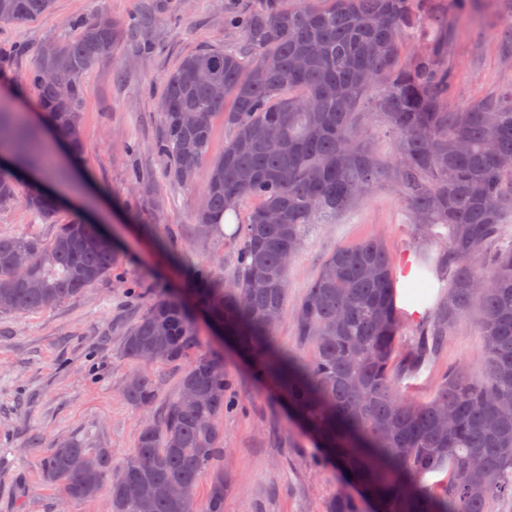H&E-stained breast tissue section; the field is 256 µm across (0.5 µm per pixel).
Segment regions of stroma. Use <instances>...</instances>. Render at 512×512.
I'll list each match as a JSON object with an SVG mask.
<instances>
[{
	"mask_svg": "<svg viewBox=\"0 0 512 512\" xmlns=\"http://www.w3.org/2000/svg\"><path fill=\"white\" fill-rule=\"evenodd\" d=\"M235 7V0H52L46 13L0 27V101L34 125L40 109L25 75L39 46L69 33L74 19L100 10L122 28L112 55L82 81L81 159L89 181L58 214L63 223L83 219L120 229L117 262L105 279L55 307L0 312V512H112L104 491L84 501L66 499L60 485L44 481L41 460L68 439L110 449L116 465L130 456L145 414L123 395L137 369L121 353L126 332L156 299L187 300L186 282L197 267H213L228 282L236 275L237 227L246 222L252 201L241 204L228 232L218 226L200 234L195 217L208 162L223 153L231 135L223 116L212 120L208 161L193 187L172 181L154 150L163 130L165 78L188 55L237 44V34L224 24ZM511 25L512 11L497 0H477L461 20L443 59L454 75L450 104L512 84V57L499 49V33ZM29 190L22 184L21 198L0 212L1 237L54 235V225L29 210ZM370 237L381 239L392 257L402 340L413 342L419 323L447 294L445 276L431 271L424 301L410 297L420 252L436 256L440 240L419 231L394 188L382 182L335 223L311 229L288 269V305L274 338L281 351L307 350L296 333L294 309L324 259ZM194 322L196 353L222 359L230 379L220 424L219 464L229 478L224 512H326L337 493L359 496L340 468L319 462L314 438L293 421L275 386L256 375L252 359L216 336L204 314ZM482 349L479 328L460 322L437 356L400 387L427 396L448 367L477 369Z\"/></svg>",
	"mask_w": 512,
	"mask_h": 512,
	"instance_id": "obj_1",
	"label": "stroma"
}]
</instances>
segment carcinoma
Masks as SVG:
<instances>
[{
    "label": "carcinoma",
    "instance_id": "cac0c4a2",
    "mask_svg": "<svg viewBox=\"0 0 512 512\" xmlns=\"http://www.w3.org/2000/svg\"><path fill=\"white\" fill-rule=\"evenodd\" d=\"M50 6L0 0V24L35 18ZM463 7L464 0H301L294 8L288 0H246L229 18L244 49L189 55L164 82V133L155 150L174 182L193 185L213 115L224 114L232 129L203 188L201 233L226 210L256 200L239 237L235 280L227 284L217 270L196 268L195 304L255 359L324 456L351 473L378 512H492L494 497L512 492V243L501 244L504 218L512 215V88L452 107L444 39L402 59L428 21L452 37ZM72 27L74 35L40 46L26 83L69 151L80 154L82 80L112 54L119 32L103 12ZM367 103L376 111H363ZM372 119L393 136L390 161L368 145L365 122ZM0 154L25 161L0 166V211L17 201L19 173L56 174L39 131L1 107ZM382 181L396 187L419 230L448 228L436 259L448 297L398 360L401 320L386 246L368 238L339 247L295 309L297 336L312 344L310 356L282 353L274 333L288 301L290 261L312 225L330 223ZM27 205L54 222L50 196L32 193ZM271 213L279 223L266 222ZM116 260L113 237L90 224H60L48 241L0 237V310L55 307L106 278ZM467 318L484 340L479 375L453 366L428 399L402 396L396 380L430 359ZM196 342L180 303L153 302L128 330L122 355L135 363L188 361L177 395L140 428L119 467L109 449L70 440L41 460L44 480L75 501L104 489L112 512H224V474L214 464L223 453L218 421L229 382L224 366L191 354ZM124 395L135 408L156 400L140 373L127 380ZM444 469V482H425ZM207 472L202 505L196 486ZM131 484L173 485L179 494L135 496ZM328 512L362 509L340 494Z\"/></svg>",
    "mask_w": 512,
    "mask_h": 512
}]
</instances>
